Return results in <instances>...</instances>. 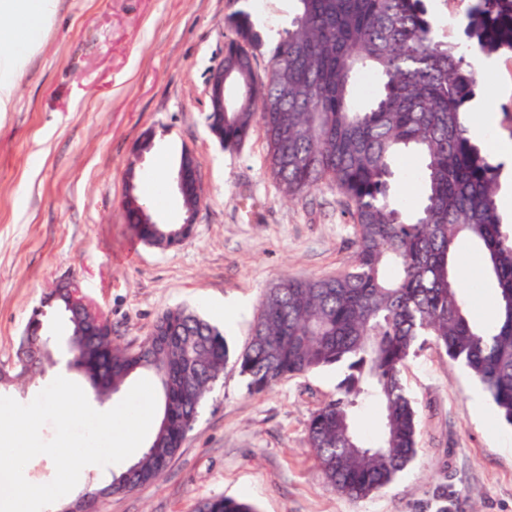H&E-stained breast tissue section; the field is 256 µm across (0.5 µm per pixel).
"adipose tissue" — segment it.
<instances>
[{
    "label": "adipose tissue",
    "mask_w": 512,
    "mask_h": 512,
    "mask_svg": "<svg viewBox=\"0 0 512 512\" xmlns=\"http://www.w3.org/2000/svg\"><path fill=\"white\" fill-rule=\"evenodd\" d=\"M56 10L57 0H0V112L7 111L16 81Z\"/></svg>",
    "instance_id": "adipose-tissue-1"
}]
</instances>
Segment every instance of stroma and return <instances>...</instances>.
<instances>
[{
    "label": "stroma",
    "instance_id": "stroma-1",
    "mask_svg": "<svg viewBox=\"0 0 512 512\" xmlns=\"http://www.w3.org/2000/svg\"><path fill=\"white\" fill-rule=\"evenodd\" d=\"M466 6L427 0L440 39L461 38ZM229 11L227 0H58L0 112V365L14 362L33 308L62 281L108 319L119 344L141 342L164 312L188 306L237 352L280 279L333 276L352 264L355 228L338 187L287 197L269 169L262 125L235 151L207 129V81L233 36ZM494 59L476 88L498 116L484 135L489 150L512 140V53ZM147 133L151 146L134 161ZM185 150L200 163L203 195L191 235L169 248L147 245L126 220L127 177L136 174L158 221L181 223L175 178ZM458 258L473 319L494 320L496 290L476 251L462 247ZM44 330L51 362L1 395L26 404L56 377H75L66 318L49 311ZM340 377L332 366L252 393L226 366L162 477L101 499L98 512H193L219 496L254 512H512V425L430 341L403 374L418 415L416 460L366 499L328 488L307 427Z\"/></svg>",
    "mask_w": 512,
    "mask_h": 512
}]
</instances>
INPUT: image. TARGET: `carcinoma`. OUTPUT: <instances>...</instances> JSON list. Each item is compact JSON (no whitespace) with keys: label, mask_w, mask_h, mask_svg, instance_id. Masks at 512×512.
<instances>
[{"label":"carcinoma","mask_w":512,"mask_h":512,"mask_svg":"<svg viewBox=\"0 0 512 512\" xmlns=\"http://www.w3.org/2000/svg\"><path fill=\"white\" fill-rule=\"evenodd\" d=\"M236 41L226 65L247 70V88L224 113V149L235 150L260 122L269 165L287 196L322 181L346 195L356 226V256L335 277H286L266 293L247 347L235 365L252 392L282 379L339 365L336 396L313 414L308 441L318 467L338 493L364 499L389 485L417 455L416 412L402 372L423 336L461 361L512 424V229L498 212L500 166L467 133L465 106L476 85L467 51L512 50V0H468L466 42L436 38L424 0H295L292 29L271 50L268 69L253 72L266 33L252 0H236ZM368 72L376 92L367 106L354 95ZM288 77V98L281 81ZM402 152L419 165L402 172L423 184L415 206L395 193L393 161ZM138 190L125 201L128 223L146 244L170 247L178 224H139ZM470 240L497 292L498 315L485 325L470 316L461 291L457 248ZM229 361L224 334L193 311L162 314L130 350L110 336H88L71 365L99 397L118 392L138 373L156 374L162 413L138 468L112 474L109 494L154 482L168 468L206 395ZM382 408L372 443L355 431L356 411ZM195 512H253L230 497L197 502Z\"/></svg>","instance_id":"obj_1"}]
</instances>
